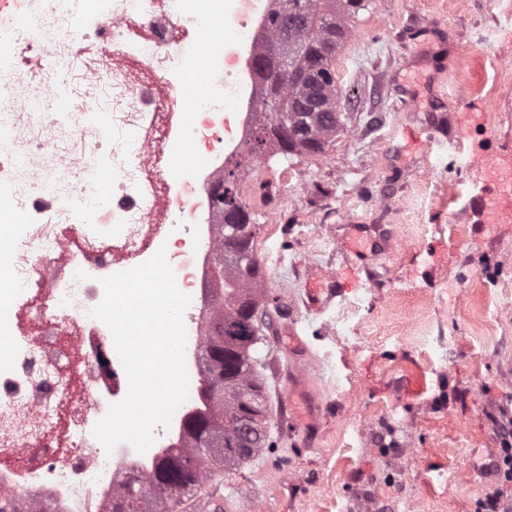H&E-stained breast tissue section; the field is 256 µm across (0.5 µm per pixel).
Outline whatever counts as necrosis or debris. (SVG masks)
Returning <instances> with one entry per match:
<instances>
[{"mask_svg":"<svg viewBox=\"0 0 512 512\" xmlns=\"http://www.w3.org/2000/svg\"><path fill=\"white\" fill-rule=\"evenodd\" d=\"M42 2L35 30L28 0L0 12V45L34 62L0 74V495L22 497L23 512H112L113 491L179 448L185 417L201 407L197 355L218 222L211 191L253 125L260 85L250 58L274 0H82L77 14ZM211 21L235 33L219 51L206 39ZM192 31L200 41L190 49ZM202 75L206 94L182 105L181 89ZM62 84L78 98L64 109ZM228 107L238 116L230 138ZM100 156L112 170L107 204ZM160 250L190 298L188 398L146 452L126 443L109 451L93 430L126 397L128 379L91 311L104 298L101 278Z\"/></svg>","mask_w":512,"mask_h":512,"instance_id":"necrosis-or-debris-1","label":"necrosis or debris"}]
</instances>
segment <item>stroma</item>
Here are the masks:
<instances>
[{
  "mask_svg": "<svg viewBox=\"0 0 512 512\" xmlns=\"http://www.w3.org/2000/svg\"><path fill=\"white\" fill-rule=\"evenodd\" d=\"M334 67L328 151L240 166L272 446L176 512H472L496 486L512 221L478 222L471 144L512 156V0H369Z\"/></svg>",
  "mask_w": 512,
  "mask_h": 512,
  "instance_id": "1",
  "label": "stroma"
}]
</instances>
